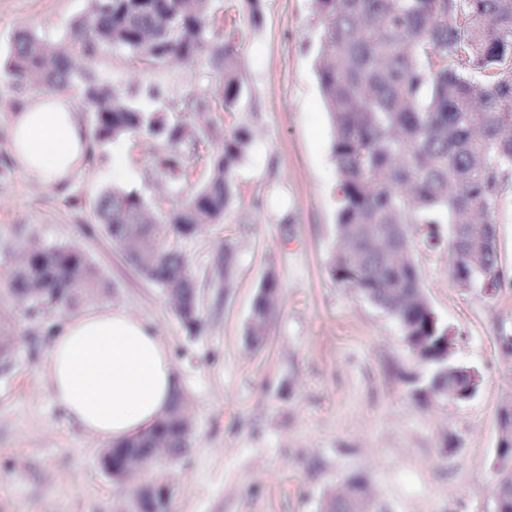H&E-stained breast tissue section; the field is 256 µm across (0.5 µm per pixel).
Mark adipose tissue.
<instances>
[{
  "mask_svg": "<svg viewBox=\"0 0 512 512\" xmlns=\"http://www.w3.org/2000/svg\"><path fill=\"white\" fill-rule=\"evenodd\" d=\"M90 144L82 108L68 95L27 96L12 116L13 155L43 185L67 184L81 172ZM44 379L69 424L112 445L151 428L178 393L170 346L151 322L110 304L66 319Z\"/></svg>",
  "mask_w": 512,
  "mask_h": 512,
  "instance_id": "adipose-tissue-1",
  "label": "adipose tissue"
}]
</instances>
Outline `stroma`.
I'll return each mask as SVG.
<instances>
[{
	"instance_id": "obj_1",
	"label": "stroma",
	"mask_w": 512,
	"mask_h": 512,
	"mask_svg": "<svg viewBox=\"0 0 512 512\" xmlns=\"http://www.w3.org/2000/svg\"><path fill=\"white\" fill-rule=\"evenodd\" d=\"M89 8L90 0H0V63L17 32L61 43ZM209 21L215 42L235 45L242 87L235 109L217 120L228 132L246 129L250 148L233 170L223 219L177 242L200 298L196 328L130 265L96 223L94 205L101 190L118 186L168 211L208 180L207 157L174 181L155 173L154 143L132 136L95 147L65 189L0 169V325L16 337L0 367V512H137L143 489L159 512H321L355 483L369 512H493L505 475L498 413L512 399V357L498 344L512 334V188L495 212L508 276L496 291L457 286L448 252L410 233L423 290L451 329V358L481 378L463 402L423 396L431 371L394 318L331 276L338 177L312 0H259L255 15L247 0H210ZM97 76L125 91L168 79L162 117L199 127L204 117L181 105L216 80L205 59L157 69L123 49L103 54ZM33 92L0 78V157H11V116ZM27 240L82 250L109 286L86 307H125L173 349L192 428L181 457L115 480L102 464L105 443L52 404L42 370L63 315L30 317L5 291L13 249ZM227 245L235 278L216 288L214 259ZM270 276L276 308L256 348L246 329Z\"/></svg>"
}]
</instances>
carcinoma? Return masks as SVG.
Masks as SVG:
<instances>
[{
	"label": "carcinoma",
	"instance_id": "obj_1",
	"mask_svg": "<svg viewBox=\"0 0 512 512\" xmlns=\"http://www.w3.org/2000/svg\"><path fill=\"white\" fill-rule=\"evenodd\" d=\"M322 20L318 77L333 125L339 209L337 254L331 273L391 314L412 352L433 370L429 393L448 387L442 369L457 370L456 400L478 390V374L455 364L445 349L450 330L425 296L413 257L410 227L424 230L431 249H446L450 274L461 288L492 290L504 271L494 218L496 201L512 184V0H314ZM142 55L157 66L206 55L220 77L208 94L192 97V112L232 111L240 97L237 53L230 42L212 43L208 0H91L70 45L60 49L31 32L17 33L1 74L51 91L78 85L91 113L96 143L141 136L160 142L156 171L178 179L201 136L215 141L211 175L166 213L118 187L95 201L98 223L127 250L134 269L162 288L180 319L198 324L196 283L172 242L224 218L232 198L231 172L246 153L247 131L201 132L159 117L160 83L141 101L101 83L90 65L109 48ZM7 291L37 316L69 311L103 283L80 250L28 245ZM234 251L215 258L213 284L229 288ZM277 284L268 277L247 326L253 345L266 337ZM13 332L0 326V365L11 359ZM191 424L182 397L146 434L118 444L140 448L125 461L130 473L168 448L190 447ZM324 512H365L359 485L347 497L327 500Z\"/></svg>",
	"mask_w": 512,
	"mask_h": 512
}]
</instances>
